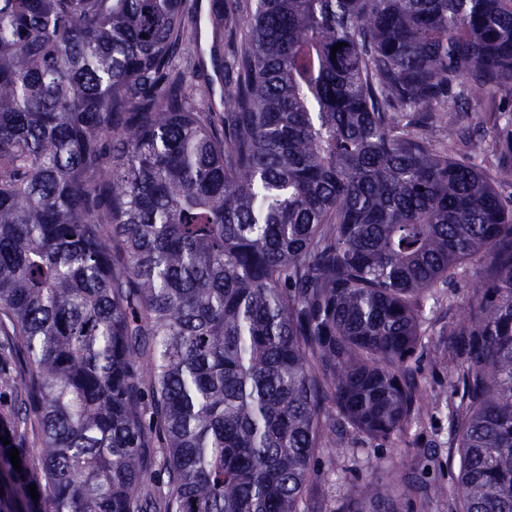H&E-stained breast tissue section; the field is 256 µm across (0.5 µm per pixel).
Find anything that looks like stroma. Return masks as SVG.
I'll return each instance as SVG.
<instances>
[{
    "instance_id": "1",
    "label": "stroma",
    "mask_w": 512,
    "mask_h": 512,
    "mask_svg": "<svg viewBox=\"0 0 512 512\" xmlns=\"http://www.w3.org/2000/svg\"><path fill=\"white\" fill-rule=\"evenodd\" d=\"M475 286L474 267L464 263L453 283H437L424 301L423 349L415 364L430 392L429 409L389 441L355 440L344 450L320 449L305 496L318 512H342L358 485L385 486L412 479L415 492L399 500L397 512H448L455 497L452 474L459 469L460 450L448 440L450 391L448 370L436 365L435 353L458 324Z\"/></svg>"
}]
</instances>
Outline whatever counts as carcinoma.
I'll return each mask as SVG.
<instances>
[{"instance_id": "cac0c4a2", "label": "carcinoma", "mask_w": 512, "mask_h": 512, "mask_svg": "<svg viewBox=\"0 0 512 512\" xmlns=\"http://www.w3.org/2000/svg\"><path fill=\"white\" fill-rule=\"evenodd\" d=\"M197 10L0 0V352L30 364L0 386L38 396L0 417V512H315L318 449L426 409L425 294L471 258L439 356L456 488L512 512V201L469 148L493 123L512 185V113L434 137L512 97V0H217L218 102ZM496 105L499 109L508 110L511 102L507 99H501L500 96L492 97L483 95L479 99L472 101L466 112H452L448 114V121H452L457 128L465 129L470 124L475 123L477 112H485L490 105Z\"/></svg>"}]
</instances>
